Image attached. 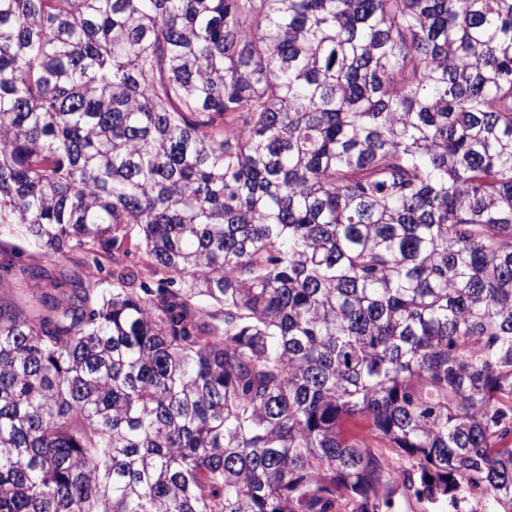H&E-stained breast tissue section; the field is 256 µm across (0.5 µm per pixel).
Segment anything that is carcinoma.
<instances>
[{"label":"carcinoma","instance_id":"carcinoma-1","mask_svg":"<svg viewBox=\"0 0 512 512\" xmlns=\"http://www.w3.org/2000/svg\"><path fill=\"white\" fill-rule=\"evenodd\" d=\"M6 228L0 512H512V0H0ZM1 248L7 251L12 250L14 246H21L23 251L19 255L16 268V276L14 278L7 277L1 282L0 300L3 303L14 304L21 309L28 308L32 302L33 296L40 291L37 286L42 284V280L33 278L28 273H23L20 268L28 269L29 273L34 270L38 273L46 272L52 276H59L63 272L66 263L61 259L49 260L41 255V251L28 246L14 236H1Z\"/></svg>","mask_w":512,"mask_h":512}]
</instances>
